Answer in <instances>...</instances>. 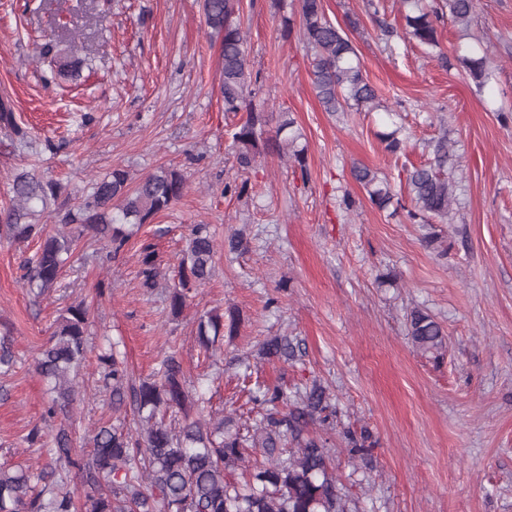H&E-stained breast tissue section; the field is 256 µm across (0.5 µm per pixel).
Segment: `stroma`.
Listing matches in <instances>:
<instances>
[{"label":"stroma","instance_id":"obj_1","mask_svg":"<svg viewBox=\"0 0 512 512\" xmlns=\"http://www.w3.org/2000/svg\"><path fill=\"white\" fill-rule=\"evenodd\" d=\"M327 17L347 28L380 100L401 112L406 154L385 151L376 113L324 112L313 90L311 50L299 27L297 0H241L251 68L263 86L253 99L268 113L291 112L308 150L304 164L274 156L238 170L230 132L238 115L219 92L220 41L209 34L202 0H0V98L16 129L0 128V209L11 203L17 170L59 181L41 223L55 225L98 176L118 166L131 180L161 167L182 170L183 196L139 229L118 256L93 237L59 288L35 297L21 266L36 240L0 230V335L13 341L16 366L0 376V464L42 466L25 441L55 422L33 357L67 306L91 311L86 391L73 425L85 436L123 421L100 391L97 355L119 343L135 378L145 379L176 353L189 379H207L213 414H249L255 383L287 392L320 383L338 409V425L368 426L376 441L373 470L335 441L340 487L358 512H512V0H479L470 34L492 76L479 84L460 66L443 67L415 41L384 40L378 27L400 21L396 0H323ZM79 29L75 57L90 60L80 79H55L36 60L37 46ZM447 130L448 170L459 185L449 224L433 230L447 250L426 245L431 228L371 204L351 175L367 165L390 179L427 159L425 144ZM246 183L225 193V183ZM353 210L340 204L343 195ZM210 225L217 241L233 230L247 248L217 251L213 278L182 316L166 295L184 228ZM152 243L162 266L157 288L141 287V245ZM418 307L443 327L447 349L433 360L415 351L404 315ZM235 311L238 328L224 356L199 347L197 314ZM272 336L297 342L288 362L261 358Z\"/></svg>","mask_w":512,"mask_h":512}]
</instances>
